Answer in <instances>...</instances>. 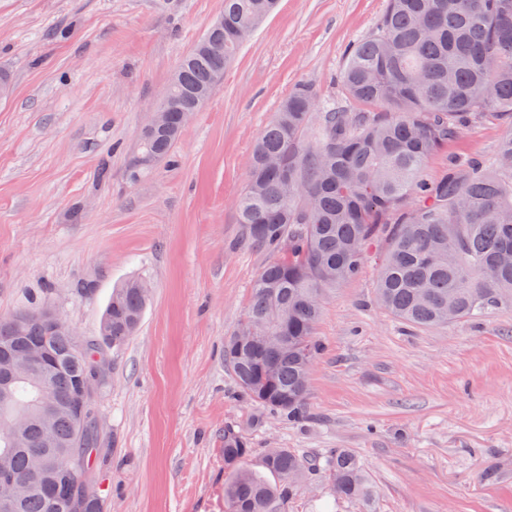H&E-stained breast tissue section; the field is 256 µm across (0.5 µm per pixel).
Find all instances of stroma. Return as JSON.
<instances>
[{"label":"stroma","instance_id":"obj_1","mask_svg":"<svg viewBox=\"0 0 512 512\" xmlns=\"http://www.w3.org/2000/svg\"><path fill=\"white\" fill-rule=\"evenodd\" d=\"M388 0H279L185 126L171 161L134 171L140 132L224 0H0V318L39 298L96 336L113 287L152 298L126 345L105 351L88 481L100 512H224V428L317 462L351 449L374 497H325L320 473L290 512H512V306L408 325L379 307L384 242L328 290L308 419L265 415L236 387L224 338L246 317L267 256L236 222L252 145L301 82L341 97L350 46ZM512 126L470 121L433 155L492 160Z\"/></svg>","mask_w":512,"mask_h":512}]
</instances>
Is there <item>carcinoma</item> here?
<instances>
[{
  "label": "carcinoma",
  "mask_w": 512,
  "mask_h": 512,
  "mask_svg": "<svg viewBox=\"0 0 512 512\" xmlns=\"http://www.w3.org/2000/svg\"><path fill=\"white\" fill-rule=\"evenodd\" d=\"M277 0H224V25L207 31L206 49L184 56L159 104L167 131L143 137L138 154L172 157L180 117L211 96L241 45ZM338 102L318 104L307 83L280 103L248 159L236 200L237 223L269 255L242 326L253 339L224 338V363L260 411L295 421L306 413L309 367L322 352L314 336L322 295L355 277L381 234L388 248L376 302L413 325L479 318L512 305V132L494 162L451 161L436 181L428 160L478 113L512 119V0H389L375 29L349 51ZM321 108L317 125L311 114ZM129 279L112 289L91 340L46 337L32 306L0 319V347L20 354L47 339L55 362L12 386L9 412L25 413L22 435L0 434V468L26 485L0 512H98L87 468L99 448L94 407L65 406L85 378L99 379L98 356L137 331L150 289ZM61 403L54 419L44 400ZM244 431L224 427V512H286L310 463L292 448H269L249 469ZM322 471L330 492L356 505L373 486L357 456L334 448Z\"/></svg>",
  "instance_id": "cac0c4a2"
}]
</instances>
